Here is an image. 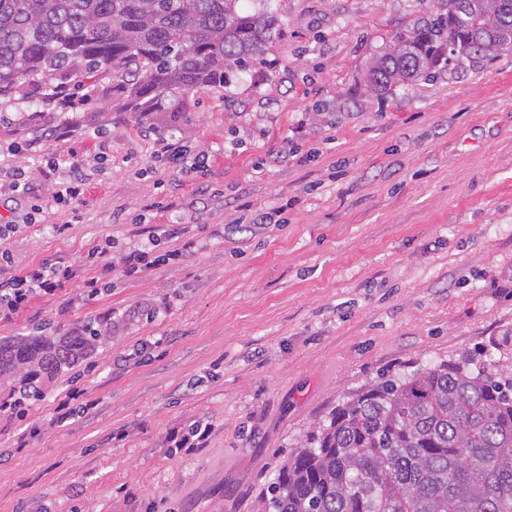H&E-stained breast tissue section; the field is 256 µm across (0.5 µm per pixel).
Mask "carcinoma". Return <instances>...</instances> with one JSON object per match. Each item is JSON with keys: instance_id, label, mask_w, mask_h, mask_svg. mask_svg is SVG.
Returning a JSON list of instances; mask_svg holds the SVG:
<instances>
[{"instance_id": "1", "label": "carcinoma", "mask_w": 512, "mask_h": 512, "mask_svg": "<svg viewBox=\"0 0 512 512\" xmlns=\"http://www.w3.org/2000/svg\"><path fill=\"white\" fill-rule=\"evenodd\" d=\"M239 0H0V95L81 67L126 72L127 107L222 88L263 62L280 26ZM512 46V0H442L377 54L369 84L431 82ZM112 326L84 319L0 339V379L25 400L96 352ZM273 512H512V368L473 372L466 357L372 383L337 406L270 486Z\"/></svg>"}]
</instances>
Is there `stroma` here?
Instances as JSON below:
<instances>
[{
	"instance_id": "stroma-1",
	"label": "stroma",
	"mask_w": 512,
	"mask_h": 512,
	"mask_svg": "<svg viewBox=\"0 0 512 512\" xmlns=\"http://www.w3.org/2000/svg\"><path fill=\"white\" fill-rule=\"evenodd\" d=\"M263 5L281 21L264 64L191 92L185 112L122 111L108 66L35 77L0 105V159L47 205L28 222L26 202L0 206L23 227L17 268L69 265L107 239L117 259L159 224L192 243L131 276L85 267L109 290L84 295L77 277L0 320V337L112 325L23 414L0 413V512H269L288 456L381 375L512 361V48L378 95L371 58L439 0L238 7ZM58 86L74 109L45 106ZM170 136L206 153L207 172L157 161ZM46 151L87 164L78 200L53 203ZM257 212L270 223L251 224ZM72 388L98 406L57 422ZM196 422L206 446L178 447Z\"/></svg>"
}]
</instances>
